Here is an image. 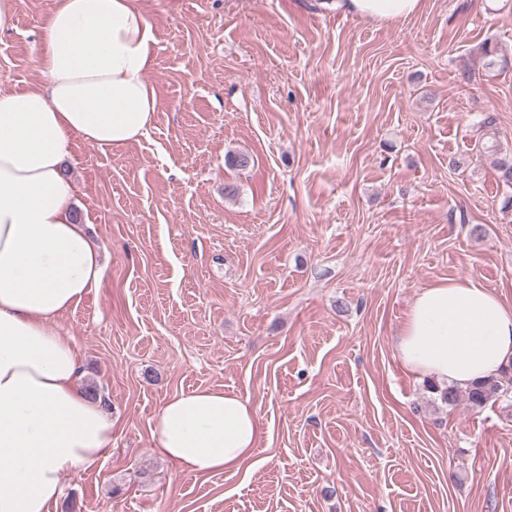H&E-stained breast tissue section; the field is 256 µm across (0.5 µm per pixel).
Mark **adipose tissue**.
Returning <instances> with one entry per match:
<instances>
[{
  "instance_id": "adipose-tissue-1",
  "label": "adipose tissue",
  "mask_w": 512,
  "mask_h": 512,
  "mask_svg": "<svg viewBox=\"0 0 512 512\" xmlns=\"http://www.w3.org/2000/svg\"><path fill=\"white\" fill-rule=\"evenodd\" d=\"M321 6L398 23L422 0ZM39 43L42 82L0 92V512H55L64 475L112 446V418L56 326L103 276L64 163L77 138L102 152L139 141L157 110L141 0H51ZM396 353L418 377L467 387L512 363V307L470 277L433 284L415 297ZM261 434L249 397L195 388L161 404L152 437L179 471L206 474L240 470Z\"/></svg>"
}]
</instances>
